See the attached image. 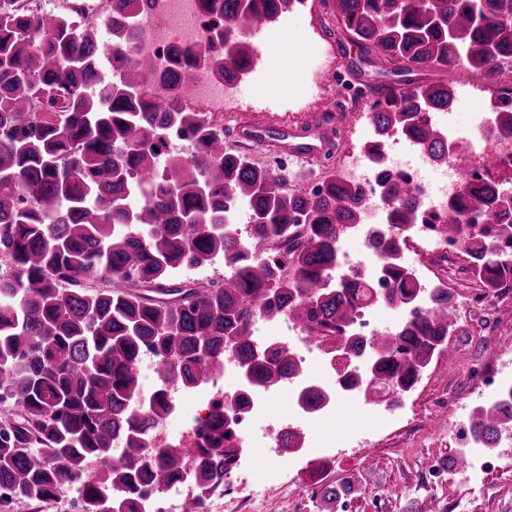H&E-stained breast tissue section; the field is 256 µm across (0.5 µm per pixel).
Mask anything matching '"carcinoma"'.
Segmentation results:
<instances>
[{"mask_svg": "<svg viewBox=\"0 0 512 512\" xmlns=\"http://www.w3.org/2000/svg\"><path fill=\"white\" fill-rule=\"evenodd\" d=\"M156 0H105L112 42L83 7L43 10L33 0H0V486L11 501L43 503L66 484L85 512H134L140 487L167 488L191 474L212 493L224 489L226 460L238 448L196 443L187 454L155 433L171 412L165 386L205 384L224 356L253 389L269 391L304 375L287 348L260 345L256 318L300 315L313 344L328 355L370 356L366 374L351 367L336 389L309 385L301 401L316 410L342 392L376 393L395 403L409 392L433 356L448 344L455 294L432 288L429 308L398 331L358 336L359 312L376 305L404 309L426 292L400 263L421 210L407 182L383 174L390 202L387 231L371 254L382 260L388 288L366 278L330 280L339 244L363 216L365 190L333 173L313 191L285 188L275 172L224 150V127L207 112L177 104L202 65L232 80L251 65L253 47L242 22L276 20L293 0H201L215 40L173 46L166 86L174 106L150 99L156 65L128 58L132 23ZM336 19L352 34L364 60L438 77L404 87L376 86L371 120L378 132L412 139L434 161L448 141L426 114L452 105L448 69L465 66L498 85L499 64L512 60V0H332ZM85 14L73 24L74 11ZM123 68L110 82L103 53ZM191 134L195 149L173 155L174 130ZM491 133L512 139V109L496 112ZM251 212L243 239L224 222L227 203ZM487 219L468 232L465 218ZM448 237L461 243L483 287L512 290V204L477 182L463 183L448 203ZM280 247L284 275L267 261ZM230 270L219 286L178 275L217 257ZM163 370L162 389L136 405L140 355ZM512 425V387L477 408L469 437L495 448ZM124 456L113 459L114 445ZM304 444L286 431L284 453ZM350 479L325 483L321 503L341 504Z\"/></svg>", "mask_w": 512, "mask_h": 512, "instance_id": "cac0c4a2", "label": "carcinoma"}]
</instances>
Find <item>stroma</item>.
I'll return each mask as SVG.
<instances>
[{"label": "stroma", "instance_id": "obj_1", "mask_svg": "<svg viewBox=\"0 0 512 512\" xmlns=\"http://www.w3.org/2000/svg\"><path fill=\"white\" fill-rule=\"evenodd\" d=\"M324 17L321 0H308L302 13L288 12L270 25L262 53L265 65L242 83L243 108L224 127L227 151L268 166L272 148L240 138L238 125H298L328 116L329 98L312 96L310 91L308 75L315 64H322L321 77L327 82L351 69L358 84L399 85L390 64L361 61L350 34L337 25L326 27ZM292 98L302 100V109L279 111V103ZM370 104V99H363L348 112L349 125L331 169L340 170L349 151L361 152L371 144L363 127ZM448 343L454 363L434 355L397 404L376 403L361 393L338 397L335 417L304 430L310 441L326 436L329 453L315 455L306 447L293 454L268 453L249 474L256 480L261 470L274 471L264 493L240 502L213 495V512H318L306 497L314 476L324 483L345 477L353 481V494L337 512H512V481L499 469L503 460H512V446L506 442L483 449L489 466L482 480H473L466 471L454 472L449 479L434 474L459 449L460 429L485 401L475 383V369L512 383V292L481 329L470 334L452 330ZM443 394L450 410L445 417L432 407L434 398Z\"/></svg>", "mask_w": 512, "mask_h": 512}]
</instances>
